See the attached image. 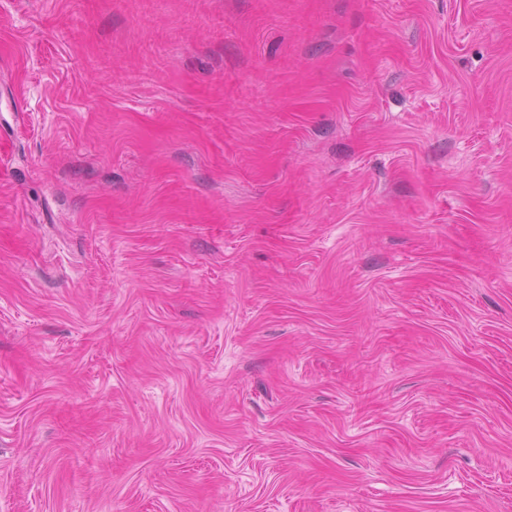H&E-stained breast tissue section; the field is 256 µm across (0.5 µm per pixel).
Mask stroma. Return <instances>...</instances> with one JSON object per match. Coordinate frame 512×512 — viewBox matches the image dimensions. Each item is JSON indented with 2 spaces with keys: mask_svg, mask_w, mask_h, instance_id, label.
<instances>
[{
  "mask_svg": "<svg viewBox=\"0 0 512 512\" xmlns=\"http://www.w3.org/2000/svg\"><path fill=\"white\" fill-rule=\"evenodd\" d=\"M0 512H512V0H0Z\"/></svg>",
  "mask_w": 512,
  "mask_h": 512,
  "instance_id": "1",
  "label": "stroma"
}]
</instances>
